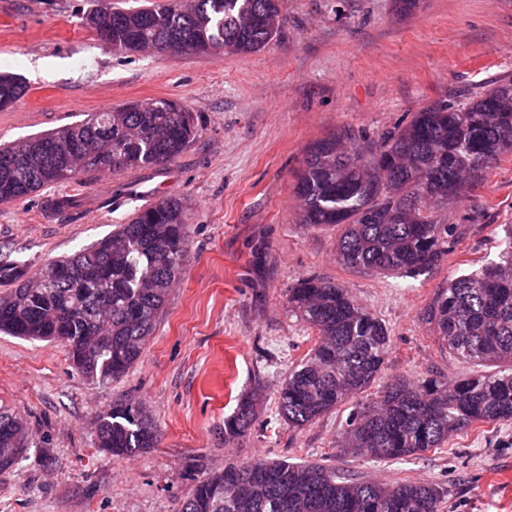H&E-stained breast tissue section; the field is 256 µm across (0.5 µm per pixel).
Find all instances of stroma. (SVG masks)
<instances>
[{"label":"stroma","mask_w":512,"mask_h":512,"mask_svg":"<svg viewBox=\"0 0 512 512\" xmlns=\"http://www.w3.org/2000/svg\"><path fill=\"white\" fill-rule=\"evenodd\" d=\"M96 6L0 0V73L27 85L0 110V144L159 97L188 104L199 132L160 167L85 174L64 213L45 208L62 185L0 203V247L35 269L109 237L134 209L181 196L190 257L140 360L113 382L88 381L59 343L0 333V404L29 427L25 456L0 473V512H175L201 476L255 459L318 461L383 485L430 482L444 490L442 512H512V423L375 463L336 446L348 407L301 430L276 414L278 387L317 339L287 304L311 276L346 288L390 332L384 368L357 402L399 376L479 374L422 315L449 279L495 259L500 227L512 224V153L449 210L454 244L414 279L338 263L340 227L298 224L294 188L313 141L345 128L376 139L432 102L512 79V0H421L405 18L393 0H282L280 36L250 55L116 53L81 25ZM253 392L257 422L225 441V417ZM120 399L149 407L156 447L127 457L98 448L94 421Z\"/></svg>","instance_id":"35a3bbf8"}]
</instances>
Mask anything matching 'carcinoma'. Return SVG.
I'll return each instance as SVG.
<instances>
[{
    "instance_id": "1",
    "label": "carcinoma",
    "mask_w": 512,
    "mask_h": 512,
    "mask_svg": "<svg viewBox=\"0 0 512 512\" xmlns=\"http://www.w3.org/2000/svg\"><path fill=\"white\" fill-rule=\"evenodd\" d=\"M281 0H154L120 9L98 0L84 26L114 51L250 55L278 34ZM25 91L0 74V109ZM198 132L197 115L177 99L130 102L92 112L17 146L0 147V203L48 186L79 185L87 170L127 171L165 164ZM512 152V80L499 79L463 103L435 101L404 127L356 142L343 129L311 143L297 176L299 223L343 227L336 257L372 275L417 277L448 253L455 225L442 220L467 185ZM185 198L170 196L137 209L112 236L31 274L0 250V332L57 341L88 380L108 383L140 359L189 257ZM288 307L315 328L319 341L290 372L277 413L301 430L349 402L380 375L389 331L342 286L315 277L288 289ZM423 320L458 358L494 367L449 380L397 378L379 399L354 407L338 447L378 461H403L444 447L479 423L512 422V225L497 259L452 278ZM255 396L224 419V441L251 430ZM98 446L130 456L158 441L139 401L125 399L98 415ZM28 448L26 422L0 406V472ZM435 484L392 485L352 478L317 462L259 459L229 463L200 478L178 512H440Z\"/></svg>"
}]
</instances>
